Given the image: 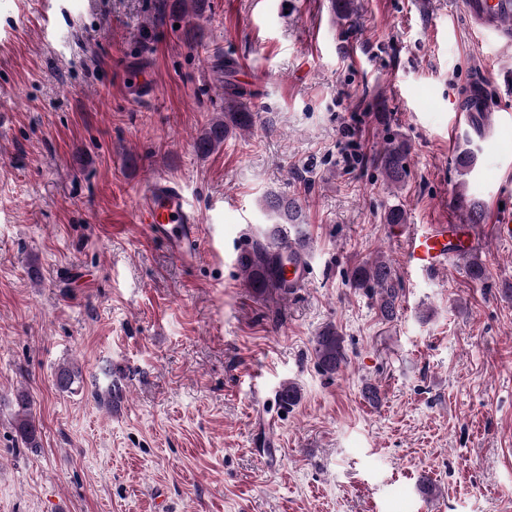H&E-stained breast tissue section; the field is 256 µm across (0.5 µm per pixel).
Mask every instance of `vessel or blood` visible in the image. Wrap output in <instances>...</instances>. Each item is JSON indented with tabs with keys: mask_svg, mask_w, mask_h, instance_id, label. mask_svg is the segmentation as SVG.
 <instances>
[{
	"mask_svg": "<svg viewBox=\"0 0 512 512\" xmlns=\"http://www.w3.org/2000/svg\"><path fill=\"white\" fill-rule=\"evenodd\" d=\"M463 9L481 32L497 36L502 45H512V0H463ZM138 223L164 242L185 264L197 260L203 246L202 226L183 189L158 177L140 198ZM475 245L474 236H462L454 224H430L412 231L401 257L403 269L426 278L443 273L450 259L466 256Z\"/></svg>",
	"mask_w": 512,
	"mask_h": 512,
	"instance_id": "vessel-or-blood-1",
	"label": "vessel or blood"
}]
</instances>
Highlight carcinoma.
<instances>
[{
  "instance_id": "obj_1",
  "label": "carcinoma",
  "mask_w": 512,
  "mask_h": 512,
  "mask_svg": "<svg viewBox=\"0 0 512 512\" xmlns=\"http://www.w3.org/2000/svg\"><path fill=\"white\" fill-rule=\"evenodd\" d=\"M205 4L206 0H174L173 8L191 20L203 12ZM255 122L256 113L246 103L236 95L228 97L224 99V111L211 120L198 136L196 149L200 154L207 155L219 148L229 133L234 130L249 131ZM404 160V146L394 141L387 142L380 154V167L390 185L398 187L404 179ZM261 206L274 218L275 223L267 225L262 238L253 241L240 253L238 267L255 292L263 293L269 288L286 292L288 284L283 279L284 268L288 263L306 255L309 248V238L303 227V203L295 196L270 191L262 197ZM348 280L353 287L364 289L375 296L382 319L391 321L395 318L401 288L389 260L377 256L359 263L350 269ZM314 352L318 366L330 377L346 364L341 335L332 324L324 326L314 336ZM80 380L81 368L71 364L58 369L55 385L62 392H71ZM97 398L109 409L118 408L123 399L121 384L109 382L106 389L97 394ZM299 399L300 393L295 385L289 383L280 388V407H293ZM14 403L17 407V433L26 447H40V431L35 424L29 394L18 392Z\"/></svg>"
}]
</instances>
